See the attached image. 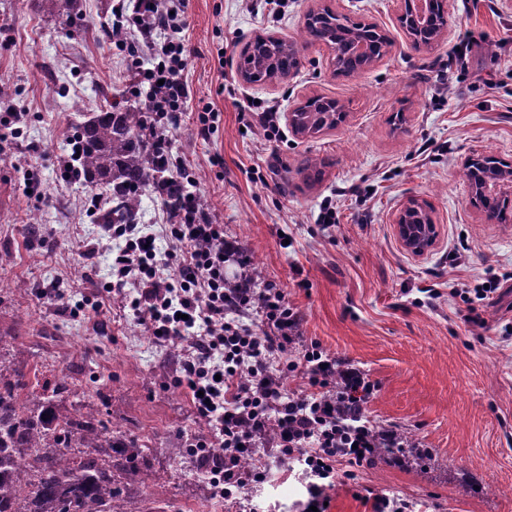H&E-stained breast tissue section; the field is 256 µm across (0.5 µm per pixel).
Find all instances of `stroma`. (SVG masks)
Instances as JSON below:
<instances>
[{
  "label": "stroma",
  "instance_id": "obj_1",
  "mask_svg": "<svg viewBox=\"0 0 512 512\" xmlns=\"http://www.w3.org/2000/svg\"><path fill=\"white\" fill-rule=\"evenodd\" d=\"M78 2L82 22L69 28L38 0H0V110L24 115L19 129L0 127V341L25 351L29 391L63 373L90 382L113 437L139 455L126 512H303V477L273 451L246 496L215 495L190 448L204 428L172 382V352L120 302L104 307L99 331L73 314L110 281L112 244L93 212L102 190L58 162L105 101L139 103L125 86L130 51L106 36L128 23L118 0ZM320 2L288 0L276 16L244 0H183L191 96L170 132L174 149L225 236L302 312L304 338L377 382L372 424L432 451L363 470L361 483L411 512H512V293L486 308L483 329L465 324L454 301L426 294L471 286L489 269L512 274V223H487L461 177L473 155L512 165V0H449L429 51L406 39L399 0H328L392 42L351 77L333 75L325 45L300 40L304 13ZM468 30L479 43L461 64ZM259 34L295 44L299 65L287 78L240 79L241 51ZM308 96L340 100L345 121L311 137L284 123L269 142L250 127V102L284 115ZM206 105L221 120L205 140L196 118ZM311 159L322 164L315 184L304 171ZM329 197L337 220L325 229L315 219ZM413 200L438 230L419 257L394 224ZM43 236L54 248L40 246ZM455 254L463 266L452 267ZM53 288L60 298H47Z\"/></svg>",
  "mask_w": 512,
  "mask_h": 512
}]
</instances>
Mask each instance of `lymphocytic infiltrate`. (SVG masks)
<instances>
[{"label": "lymphocytic infiltrate", "mask_w": 512, "mask_h": 512, "mask_svg": "<svg viewBox=\"0 0 512 512\" xmlns=\"http://www.w3.org/2000/svg\"><path fill=\"white\" fill-rule=\"evenodd\" d=\"M121 8L140 35L143 60L127 72V84L154 116L152 160L163 167L176 196H163L165 245L136 224H107L118 241L112 279L92 303L100 311L112 295L127 304L157 344L174 348L175 387L189 396L207 430L193 453L210 476L216 495L245 494L264 478L260 445L303 465L308 505L323 507L336 484L351 486L372 512H408L406 500L367 491L359 473L379 463L399 464L407 446L394 428H375L365 412L343 413L344 404H367L376 389L362 373L304 343L303 317L283 289L258 284L252 258L224 236L193 190L195 179L173 153L171 129L180 123L190 95L185 76L190 51L186 23L168 0H123ZM239 273L228 278L226 264ZM504 279L489 274L471 288H450L465 307L463 321L485 326L484 308L502 298ZM303 343L302 356L292 348ZM297 385L288 388L287 377Z\"/></svg>", "instance_id": "lymphocytic-infiltrate-1"}]
</instances>
